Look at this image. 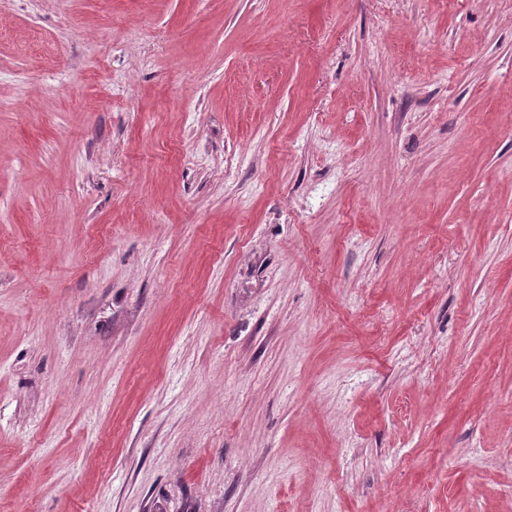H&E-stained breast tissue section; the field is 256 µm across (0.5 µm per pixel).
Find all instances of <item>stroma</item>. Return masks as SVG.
<instances>
[{"instance_id": "stroma-1", "label": "stroma", "mask_w": 512, "mask_h": 512, "mask_svg": "<svg viewBox=\"0 0 512 512\" xmlns=\"http://www.w3.org/2000/svg\"><path fill=\"white\" fill-rule=\"evenodd\" d=\"M0 512H512V0H0Z\"/></svg>"}]
</instances>
